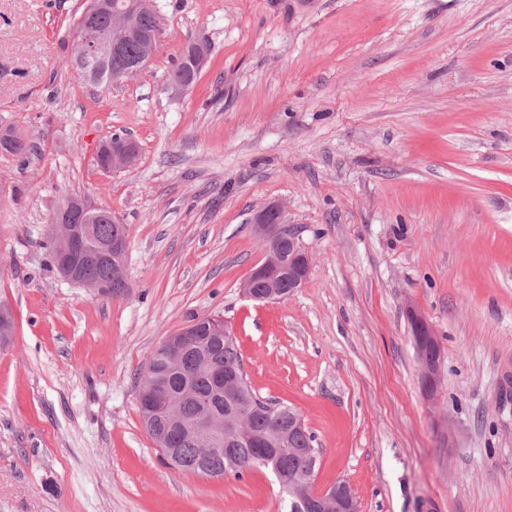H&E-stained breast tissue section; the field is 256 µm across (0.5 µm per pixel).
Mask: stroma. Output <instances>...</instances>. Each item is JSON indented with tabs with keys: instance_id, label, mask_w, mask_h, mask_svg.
Masks as SVG:
<instances>
[{
	"instance_id": "35a3bbf8",
	"label": "stroma",
	"mask_w": 512,
	"mask_h": 512,
	"mask_svg": "<svg viewBox=\"0 0 512 512\" xmlns=\"http://www.w3.org/2000/svg\"><path fill=\"white\" fill-rule=\"evenodd\" d=\"M140 75L64 64L84 0H0V512H280L273 474L168 467L138 380L192 319L223 316L263 397L320 451L317 491L360 512H512V0H156ZM211 56L165 89L188 38ZM129 135L134 166L96 147ZM128 229L130 288L96 296L39 245L68 196ZM282 205L306 283L257 302L251 219ZM441 341L427 398L405 316ZM330 488L323 493L313 491V496L319 500L320 512H359L358 501L346 482L338 481L334 489Z\"/></svg>"
}]
</instances>
